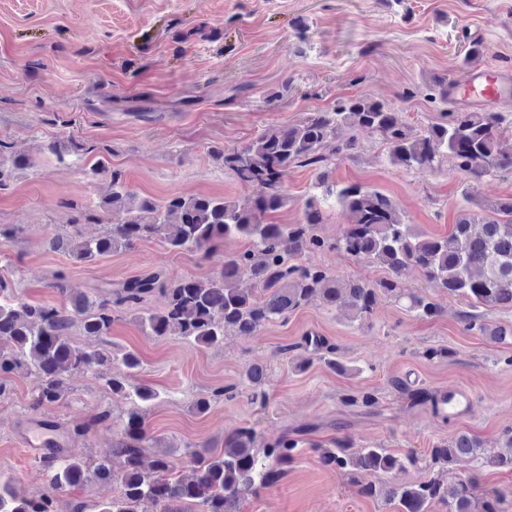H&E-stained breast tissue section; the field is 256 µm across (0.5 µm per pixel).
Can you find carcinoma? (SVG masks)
I'll use <instances>...</instances> for the list:
<instances>
[{"mask_svg":"<svg viewBox=\"0 0 512 512\" xmlns=\"http://www.w3.org/2000/svg\"><path fill=\"white\" fill-rule=\"evenodd\" d=\"M505 128L501 112L457 110L446 113L441 123L416 129L399 109L384 102L363 96L341 99L330 111L310 113L292 125L270 126L239 146L209 147L211 160L251 190L244 198L171 194L156 201L130 189L121 171H109L104 162L97 161L91 173H111L109 192L96 211L74 208L65 229L52 232L45 240L48 249L90 264L138 240L154 239L171 252L202 255L228 237L246 240L249 248L226 257L224 269L205 279L156 272L129 280L115 292L87 295L68 293L59 276L52 284L65 297L59 307L22 301L16 289L0 277V342L8 344L0 348V397L10 393L12 376L34 374L39 385L32 406L57 403L64 399L72 375L91 372L103 380L106 391L122 393L133 403L112 448V456L122 459L120 471L112 469L110 460L92 467L58 447L40 459L38 475L54 492L66 494L91 478L118 483L120 494L101 503L98 512H187V505L193 512H240L246 493L274 485L295 460L297 439L284 435L264 443L257 429L248 426L224 437L221 452L205 443L199 445L186 475L176 474L164 453L144 467L145 449L158 447L145 420L146 408L158 393L145 386L127 389L128 377L141 367L140 359L132 352L118 359L107 347L81 348L70 336L77 324L86 336L107 335L123 308L136 307L155 292L164 296L165 305L139 316L148 335L219 346L229 335L257 336L268 323L283 321L315 301L345 307L353 323L369 320L382 295L418 318L437 317L441 314L438 303L401 288L403 273L415 268L432 287L469 300L473 310L460 315L464 331L496 343L508 342L512 328L490 324L476 308L512 309L511 198L473 200L479 209L502 216L501 221H482L476 214H467L448 235L432 237L416 233L388 195L361 184L332 181L320 171L300 222L275 224L267 219L288 201L289 170L296 166L320 170L326 161L321 150L331 141L338 154L349 157L357 147L356 133L368 131L386 146V161L393 167L427 174L448 157L467 179L479 181L496 173H512V152L501 146ZM46 150L59 166L68 168L96 147L67 137L50 142ZM36 165L37 158L17 153L0 140V190L9 186L18 171ZM336 209L345 220L343 233L335 239L324 238L317 226L326 211ZM89 220L106 224V231L84 236L81 226ZM324 251L379 265L387 275L369 281L343 279L322 266L302 263L305 255ZM244 278L253 282V289L240 288ZM296 349L308 353V364L318 361L338 372L346 371L337 358L336 345L322 336L306 335L298 343L283 346L281 354ZM114 365L117 371L112 373ZM265 376L261 365L245 370L243 385L249 388L253 404L267 403L262 388ZM389 385L408 395L412 404L429 405L444 424L450 423L442 408L447 395L414 390L398 376ZM343 403L369 412L379 399L376 392L362 390L346 395ZM501 440L505 453L487 449L475 435L450 432L426 458L413 452L396 456L379 446L357 448L349 437L334 440L331 448L317 445L315 449L325 468L347 470L355 477L394 476L420 465L447 474L454 462L466 456L482 466L512 470V427L504 429ZM358 486L363 496L397 503L399 512H430L436 503L446 512H507L505 496L496 490L478 493L473 476L451 483L436 476L413 485L383 481ZM0 512H57V499L48 494L21 497L14 479L0 474Z\"/></svg>","mask_w":512,"mask_h":512,"instance_id":"1","label":"carcinoma"}]
</instances>
